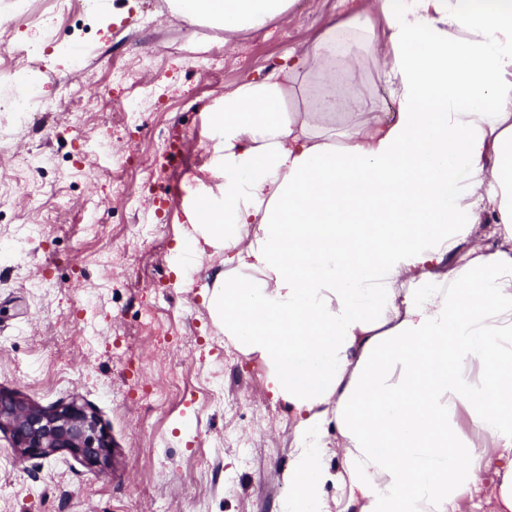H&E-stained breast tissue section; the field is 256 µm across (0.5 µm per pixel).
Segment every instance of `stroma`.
<instances>
[{
  "mask_svg": "<svg viewBox=\"0 0 512 512\" xmlns=\"http://www.w3.org/2000/svg\"><path fill=\"white\" fill-rule=\"evenodd\" d=\"M363 0H295L286 19L262 32L225 40L188 23L166 0H88L84 15L54 0H0V38L34 46L22 77L0 59V103L33 83L37 116L0 112V245L35 237L33 252L0 255V390L48 407L78 401L96 416L112 447L102 472L65 453L21 459L0 433V512H281L287 463L267 457L295 448L299 418L268 389L272 368L224 334L209 303L224 255L186 265V214L200 190L216 186L209 112L226 91L287 67L319 29L359 12ZM84 48L99 82L80 125L56 110L61 95L84 83L71 60ZM153 52L156 69L118 85L113 65ZM363 95L382 122L395 105L374 73L344 84ZM182 162L167 161L171 141ZM38 152L35 175L16 173L14 152ZM127 172V194L147 201L130 217L110 173ZM95 207L108 233L87 236ZM164 237L151 235L153 225ZM124 261L121 282L80 270L99 252ZM152 311L168 337L142 335ZM129 348L171 392L141 414L128 381L112 363Z\"/></svg>",
  "mask_w": 512,
  "mask_h": 512,
  "instance_id": "obj_1",
  "label": "stroma"
}]
</instances>
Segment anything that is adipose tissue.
I'll return each instance as SVG.
<instances>
[{
  "instance_id": "1",
  "label": "adipose tissue",
  "mask_w": 512,
  "mask_h": 512,
  "mask_svg": "<svg viewBox=\"0 0 512 512\" xmlns=\"http://www.w3.org/2000/svg\"><path fill=\"white\" fill-rule=\"evenodd\" d=\"M293 2L167 0L228 36ZM367 63L390 123L336 84ZM336 112L353 121L326 133ZM210 121L221 182L188 242L238 269L216 282L215 317L273 365L271 392L301 419L281 512H325L329 483L339 512H457L494 463L512 512V252L459 250L476 198L512 243V0H370L288 68L225 93ZM462 410L493 447L449 439Z\"/></svg>"
}]
</instances>
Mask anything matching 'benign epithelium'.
Segmentation results:
<instances>
[{
    "label": "benign epithelium",
    "mask_w": 512,
    "mask_h": 512,
    "mask_svg": "<svg viewBox=\"0 0 512 512\" xmlns=\"http://www.w3.org/2000/svg\"><path fill=\"white\" fill-rule=\"evenodd\" d=\"M0 432L22 458L67 453L89 467L106 468L112 462L110 442L97 418L75 401L44 407L0 392Z\"/></svg>",
    "instance_id": "7a95c632"
}]
</instances>
